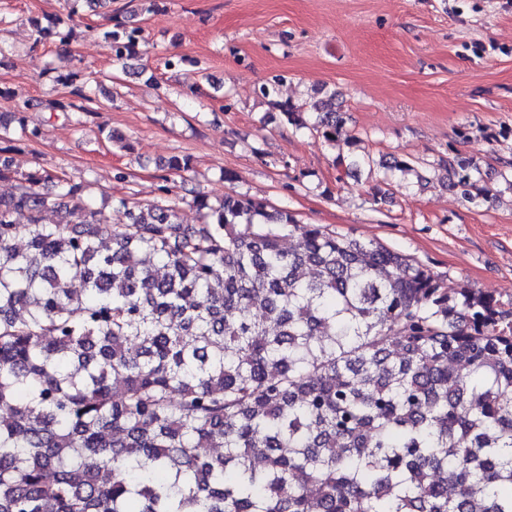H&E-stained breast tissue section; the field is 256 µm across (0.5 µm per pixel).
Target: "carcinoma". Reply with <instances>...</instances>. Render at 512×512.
<instances>
[{"label": "carcinoma", "mask_w": 512, "mask_h": 512, "mask_svg": "<svg viewBox=\"0 0 512 512\" xmlns=\"http://www.w3.org/2000/svg\"><path fill=\"white\" fill-rule=\"evenodd\" d=\"M107 2L29 18L32 47ZM108 20L121 66L143 31ZM285 80L256 96L347 172L414 170L359 149L336 92L278 100ZM57 82L77 102L52 108L99 111L83 71ZM444 169L496 198L473 159ZM0 180V512H512V305L246 196L196 195L184 225L164 186L106 224L80 184L2 156Z\"/></svg>", "instance_id": "1"}]
</instances>
